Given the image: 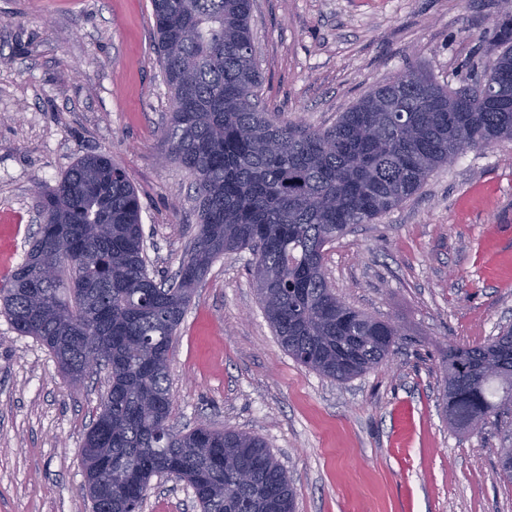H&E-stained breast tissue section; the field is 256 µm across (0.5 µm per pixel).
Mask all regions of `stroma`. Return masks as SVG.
Returning <instances> with one entry per match:
<instances>
[{
  "instance_id": "stroma-1",
  "label": "stroma",
  "mask_w": 512,
  "mask_h": 512,
  "mask_svg": "<svg viewBox=\"0 0 512 512\" xmlns=\"http://www.w3.org/2000/svg\"><path fill=\"white\" fill-rule=\"evenodd\" d=\"M500 0H253L260 98L313 129L406 70L452 88L500 51ZM170 92L150 0H0V287L38 230L36 190L103 152L138 191L145 253L174 276L197 233L195 184L163 159ZM242 251L197 286L169 362V425L262 437L295 512H512L502 436L443 412L440 358L512 324V139L463 151L411 199L327 245L350 306L399 325L388 360L346 382L297 363L259 302ZM105 373L72 385L0 314V512H91L84 437ZM141 512H199L185 481L156 477Z\"/></svg>"
}]
</instances>
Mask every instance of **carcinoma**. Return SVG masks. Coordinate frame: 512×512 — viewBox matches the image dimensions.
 <instances>
[{
  "label": "carcinoma",
  "mask_w": 512,
  "mask_h": 512,
  "mask_svg": "<svg viewBox=\"0 0 512 512\" xmlns=\"http://www.w3.org/2000/svg\"><path fill=\"white\" fill-rule=\"evenodd\" d=\"M171 122L164 158L195 182L198 231L174 277L147 270L141 205L105 153L82 156L49 192L44 223L0 289L22 335L46 346L80 383L81 358L108 370L82 462L93 512H136L153 477L176 472L200 512H295L288 476L258 436L199 425L170 430L169 355L195 286L243 250L265 315L303 366L348 381L383 364L399 330L341 300L325 247L414 196L450 154L512 139V0H502L501 51L475 78L501 79L478 98L407 70L371 87L325 130H299L261 107L252 0H151ZM69 273L53 283L41 268ZM447 415L474 432L501 426L512 456V325L441 356Z\"/></svg>",
  "instance_id": "cac0c4a2"
}]
</instances>
